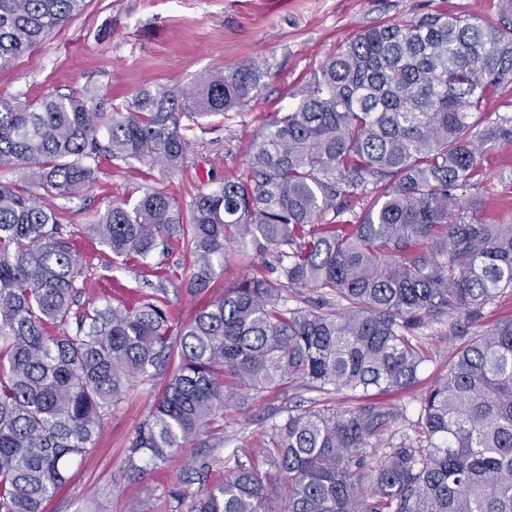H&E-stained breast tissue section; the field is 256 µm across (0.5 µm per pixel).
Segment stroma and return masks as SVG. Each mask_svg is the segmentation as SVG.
<instances>
[{
	"label": "stroma",
	"mask_w": 512,
	"mask_h": 512,
	"mask_svg": "<svg viewBox=\"0 0 512 512\" xmlns=\"http://www.w3.org/2000/svg\"><path fill=\"white\" fill-rule=\"evenodd\" d=\"M455 12L481 21L512 20V0H86L81 14L65 22L30 54L0 68V96L35 101L96 87L109 106L124 108L139 92L165 88L190 93L215 71L251 63L264 74L258 97L243 109L203 123L185 121L189 143L179 169L133 160L103 166L97 182L73 200L43 198L60 223H95L113 203L138 200L160 188L187 202L214 189L227 177H244L249 149L273 113L285 111L291 95L336 49L361 31L400 23L426 13ZM472 194L480 202L468 219L484 224L512 223V145L501 146L484 161V174ZM85 294L76 311L102 304L119 288L144 289L145 271L121 264L93 236L80 254ZM512 319V296L484 308L467 333L449 332V320L417 331L426 361L417 381L399 391H343L325 400L339 412L372 403L395 413L389 432L402 436L418 417L420 397L447 373L448 363L469 336ZM162 382L136 384L115 406L94 448L76 457L68 482L45 504L46 512H169L163 489L182 466L173 458L141 478L124 471L128 440L143 422ZM311 392L291 383L270 388L224 410V442L215 454L224 462L249 456L264 467L262 450L272 424L289 410L309 405Z\"/></svg>",
	"instance_id": "1"
}]
</instances>
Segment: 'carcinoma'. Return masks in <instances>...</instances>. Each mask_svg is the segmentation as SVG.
<instances>
[{"label": "carcinoma", "instance_id": "obj_1", "mask_svg": "<svg viewBox=\"0 0 512 512\" xmlns=\"http://www.w3.org/2000/svg\"><path fill=\"white\" fill-rule=\"evenodd\" d=\"M84 6L0 0V67ZM262 78L243 64L193 94L146 90L113 112L94 87L0 97V167L25 168L32 181L0 183V512H43L123 393L174 361L131 435V477L224 434V407L239 392L293 381L320 395L405 389L425 360L416 329L446 316L473 322L512 292V224L463 213L486 153L512 143V117L470 136L489 91L512 83V21L438 12L341 45L254 141L246 179L185 205L150 189L88 225L113 256L143 267L157 245L175 244L191 296L212 287L231 249L260 261L256 273L176 328L172 274L151 267L154 293L94 306L70 326L86 289L84 231L59 224L40 195L80 194L105 162L180 167L182 119L246 106ZM297 287L322 305H288L283 290ZM393 419L372 403L297 409L271 426L264 472L236 457L214 482L219 459L186 460L165 492L170 512H512V320L456 352L420 399L416 437L382 444L373 466L367 448Z\"/></svg>", "mask_w": 512, "mask_h": 512}]
</instances>
